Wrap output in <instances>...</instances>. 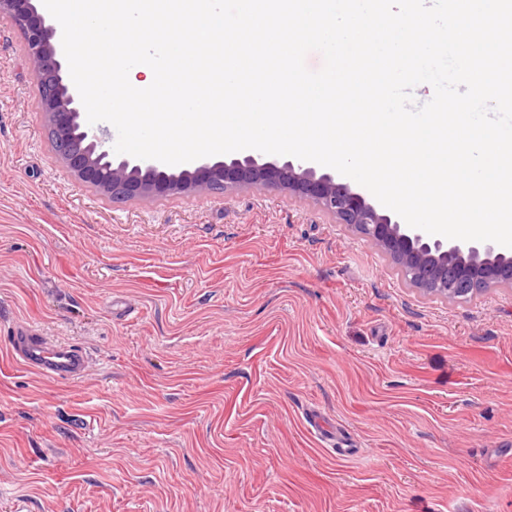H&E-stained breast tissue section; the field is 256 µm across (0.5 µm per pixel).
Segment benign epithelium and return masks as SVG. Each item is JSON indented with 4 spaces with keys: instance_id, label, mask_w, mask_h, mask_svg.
Returning a JSON list of instances; mask_svg holds the SVG:
<instances>
[{
    "instance_id": "obj_1",
    "label": "benign epithelium",
    "mask_w": 512,
    "mask_h": 512,
    "mask_svg": "<svg viewBox=\"0 0 512 512\" xmlns=\"http://www.w3.org/2000/svg\"><path fill=\"white\" fill-rule=\"evenodd\" d=\"M22 30L28 60L41 86L39 110L58 160L78 181L112 201L153 200L178 193L224 194L238 188L275 187L298 193L369 240L411 286L446 298L456 291L481 294L512 285V254L493 242L461 241L412 228L380 202L301 159L259 162L252 155L197 159L180 170L153 159L115 156L105 131L87 123L79 95L64 68L55 27L33 0H0V17Z\"/></svg>"
}]
</instances>
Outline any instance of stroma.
Wrapping results in <instances>:
<instances>
[{"label": "stroma", "instance_id": "obj_1", "mask_svg": "<svg viewBox=\"0 0 512 512\" xmlns=\"http://www.w3.org/2000/svg\"><path fill=\"white\" fill-rule=\"evenodd\" d=\"M37 101L0 18V337L95 360L61 384L0 346V512H512V288L423 295L277 189L112 201Z\"/></svg>", "mask_w": 512, "mask_h": 512}]
</instances>
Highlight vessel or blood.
<instances>
[{"mask_svg": "<svg viewBox=\"0 0 512 512\" xmlns=\"http://www.w3.org/2000/svg\"><path fill=\"white\" fill-rule=\"evenodd\" d=\"M14 362L36 374L61 383L85 380L93 359L83 347L52 339L27 325H15L8 338Z\"/></svg>", "mask_w": 512, "mask_h": 512, "instance_id": "b4317fda", "label": "vessel or blood"}]
</instances>
